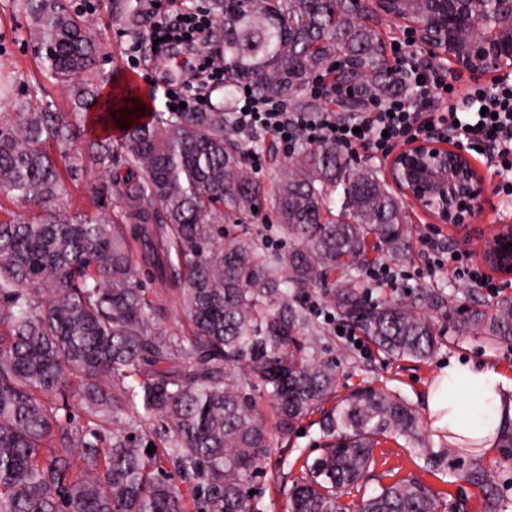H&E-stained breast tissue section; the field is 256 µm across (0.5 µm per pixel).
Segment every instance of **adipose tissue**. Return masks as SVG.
I'll return each instance as SVG.
<instances>
[{"label":"adipose tissue","instance_id":"adipose-tissue-1","mask_svg":"<svg viewBox=\"0 0 512 512\" xmlns=\"http://www.w3.org/2000/svg\"><path fill=\"white\" fill-rule=\"evenodd\" d=\"M425 404L437 448L452 435L479 441L488 450L512 429V381L484 364L455 362L443 369Z\"/></svg>","mask_w":512,"mask_h":512}]
</instances>
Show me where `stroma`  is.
Returning <instances> with one entry per match:
<instances>
[{"label": "stroma", "mask_w": 512, "mask_h": 512, "mask_svg": "<svg viewBox=\"0 0 512 512\" xmlns=\"http://www.w3.org/2000/svg\"><path fill=\"white\" fill-rule=\"evenodd\" d=\"M74 7L85 10L97 36L108 52V61L101 68V100L140 98L150 104V119L169 118L168 94L177 89V82L168 80L161 63L144 60L136 44L124 36L114 24L108 0H72ZM0 72L38 78L37 62L27 35L24 0H0ZM471 161L483 177L486 193L471 221L462 227L443 226L439 244L467 254L481 251L496 225L512 221V199L497 195L500 176L486 157L472 154ZM409 246L404 257L393 259L380 256L391 272L380 281L363 273L362 280L373 300L389 296L393 289L441 288L448 296L450 307L475 306L494 312L504 302L512 301V283L502 282L499 291L470 284L438 272L427 276L419 252L421 238L428 235L429 218L418 208L406 206ZM299 301L321 328L323 357L336 369V390L346 395L353 389L372 384L400 397L417 410H424L426 390L449 361L481 362L512 379V341H494L477 332L458 329L454 318L438 320L437 331L441 345L427 361L395 360L378 353L374 346L358 349L337 336L334 324L328 323V314L335 308L323 288L315 287L302 293ZM319 428L311 420H304L300 432L291 445L272 441L263 471L252 483L254 512H288V489L301 471L298 458L318 453ZM374 475L390 483L401 478L414 477L430 486L441 501L438 512H452L454 504L462 503L466 512H481L486 492H493L501 504V512H512V447L496 448L493 452L452 457L447 468L429 473L424 460L395 442L380 444L374 451ZM473 468L484 470L489 482L478 486L465 480V473Z\"/></svg>", "instance_id": "35a3bbf8"}]
</instances>
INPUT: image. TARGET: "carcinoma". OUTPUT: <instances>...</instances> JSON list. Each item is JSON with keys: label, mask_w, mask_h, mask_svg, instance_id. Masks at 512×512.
I'll use <instances>...</instances> for the list:
<instances>
[{"label": "carcinoma", "mask_w": 512, "mask_h": 512, "mask_svg": "<svg viewBox=\"0 0 512 512\" xmlns=\"http://www.w3.org/2000/svg\"><path fill=\"white\" fill-rule=\"evenodd\" d=\"M112 20L133 40L144 0H110ZM38 70L63 85L75 112L33 95L0 113V192L33 205L0 218V512H253L249 484L268 458L271 402L286 442L317 420L320 454L292 481L288 512H436L418 479L381 485L359 503L342 498L371 480L381 440L426 443L419 414L384 389L336 394L335 373L297 296L341 277L327 296L387 357L423 361L448 316L442 289L371 302L361 284L372 252L408 247L404 204L374 171L352 168L336 146L301 139L270 194L249 172L232 91L224 104L148 122L134 108L99 113L105 136L77 145L83 112L99 103L103 48L66 0H25ZM221 32L225 85L261 100L311 109L314 74L335 58L361 61L341 83L384 95L407 84L383 62L379 32L355 0H208ZM126 123L113 144L112 124ZM109 213L71 214L65 181L92 177ZM340 214L325 219L333 188ZM293 247L265 251L260 235H233L262 209ZM166 290L185 324L164 328L148 285ZM463 330L512 340V303L488 315L456 312ZM87 422H74L72 409ZM161 422L159 436L142 424ZM110 437L102 436L103 431ZM152 453H147V447ZM198 483L191 504L175 476Z\"/></svg>", "instance_id": "carcinoma-1"}]
</instances>
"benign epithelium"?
I'll return each instance as SVG.
<instances>
[{"label": "benign epithelium", "instance_id": "1", "mask_svg": "<svg viewBox=\"0 0 512 512\" xmlns=\"http://www.w3.org/2000/svg\"><path fill=\"white\" fill-rule=\"evenodd\" d=\"M476 0H428L420 17L392 11L394 0H359L362 10L377 6L403 20L413 42L434 57H446L455 69L473 77H512V0H492L494 22L480 21ZM480 27L477 41L465 38L464 27ZM388 183L409 203L428 213L434 224L463 226L472 219L484 184L468 155L448 138L416 137L385 158ZM512 224L497 225L481 258L498 273L512 275Z\"/></svg>", "mask_w": 512, "mask_h": 512}]
</instances>
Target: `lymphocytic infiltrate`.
I'll return each mask as SVG.
<instances>
[{
    "instance_id": "f902f5d3",
    "label": "lymphocytic infiltrate",
    "mask_w": 512,
    "mask_h": 512,
    "mask_svg": "<svg viewBox=\"0 0 512 512\" xmlns=\"http://www.w3.org/2000/svg\"><path fill=\"white\" fill-rule=\"evenodd\" d=\"M211 26L205 15L184 11L179 0H169L163 22L155 24L143 40V51L151 59L164 57L170 45L204 42ZM393 57L395 70L407 74L412 82L410 94L374 101L373 111L357 124L337 122L332 112L317 120L305 112L287 111L279 102L244 93L239 97L243 110L237 115L238 126L269 135L286 150L302 137L313 143L336 145L344 154L357 158L386 156L409 139L440 130L452 143L487 148L503 176L497 191L511 197L512 84L501 82L490 89L475 86L460 94L436 76L433 67L418 65L415 53L407 47H399ZM190 69L192 80L184 82L168 103L193 111L201 104L208 86L223 79L224 67L211 53L201 52ZM423 255L428 274L445 269L472 283L486 279L467 254L443 251L434 238L424 239Z\"/></svg>"
}]
</instances>
